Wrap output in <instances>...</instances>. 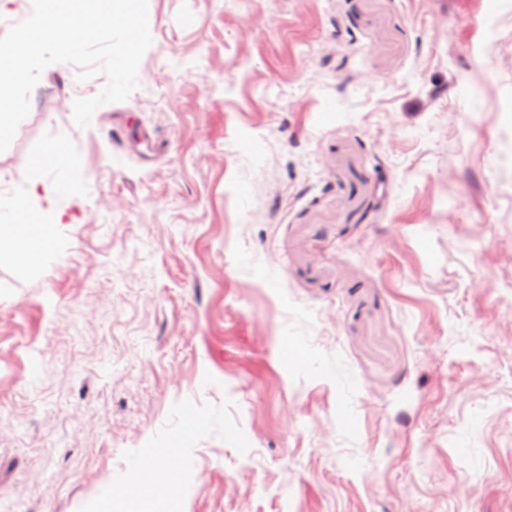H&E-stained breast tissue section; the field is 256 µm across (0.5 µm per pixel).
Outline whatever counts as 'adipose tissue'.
Returning <instances> with one entry per match:
<instances>
[{
	"mask_svg": "<svg viewBox=\"0 0 512 512\" xmlns=\"http://www.w3.org/2000/svg\"><path fill=\"white\" fill-rule=\"evenodd\" d=\"M38 186H31L26 197L0 198V264L44 262L52 248L54 227L30 224L22 218L30 202L38 200Z\"/></svg>",
	"mask_w": 512,
	"mask_h": 512,
	"instance_id": "ef3b65f1",
	"label": "adipose tissue"
}]
</instances>
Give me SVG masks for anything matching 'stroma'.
<instances>
[{"label":"stroma","instance_id":"35a3bbf8","mask_svg":"<svg viewBox=\"0 0 512 512\" xmlns=\"http://www.w3.org/2000/svg\"><path fill=\"white\" fill-rule=\"evenodd\" d=\"M148 17L128 99L49 65L0 153L55 226L0 266V512H512V0Z\"/></svg>","mask_w":512,"mask_h":512}]
</instances>
